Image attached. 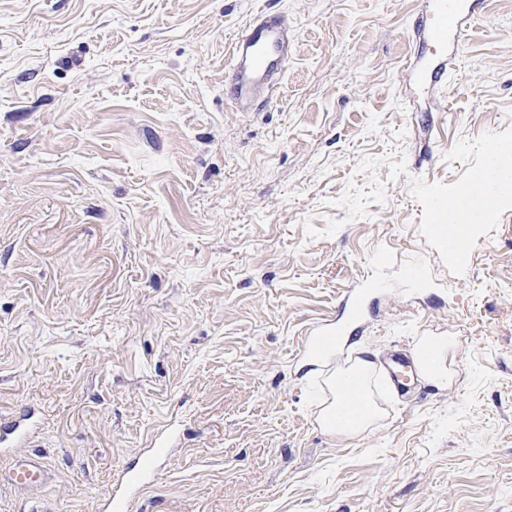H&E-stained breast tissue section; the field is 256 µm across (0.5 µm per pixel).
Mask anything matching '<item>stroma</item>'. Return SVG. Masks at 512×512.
<instances>
[{
    "instance_id": "stroma-1",
    "label": "stroma",
    "mask_w": 512,
    "mask_h": 512,
    "mask_svg": "<svg viewBox=\"0 0 512 512\" xmlns=\"http://www.w3.org/2000/svg\"><path fill=\"white\" fill-rule=\"evenodd\" d=\"M478 9L434 112L400 73L419 0H0V415L42 408L57 512L174 421L129 512H512V193L440 232L512 143V0ZM263 11L292 61L237 112L226 48ZM353 288L359 332L307 356ZM424 336L457 340L447 388L375 378L369 430L322 428L354 343Z\"/></svg>"
}]
</instances>
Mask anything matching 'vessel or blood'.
<instances>
[{"label": "vessel or blood", "instance_id": "obj_1", "mask_svg": "<svg viewBox=\"0 0 512 512\" xmlns=\"http://www.w3.org/2000/svg\"><path fill=\"white\" fill-rule=\"evenodd\" d=\"M476 7L475 0H422L414 36L421 44L424 59L407 62L406 71L428 92L447 88L448 58L460 49ZM293 38L287 18L267 11L259 13L234 36L227 48L224 99L235 111L248 112L273 99L292 60ZM34 428V414L29 410L17 417L0 419V456L11 460L8 468L0 469V485L32 488L48 483L49 463L18 452ZM176 451L171 439L153 438L151 447L144 449L139 466L121 467L112 496L98 503L95 512H126L132 499L151 488L154 476L167 467Z\"/></svg>", "mask_w": 512, "mask_h": 512}]
</instances>
